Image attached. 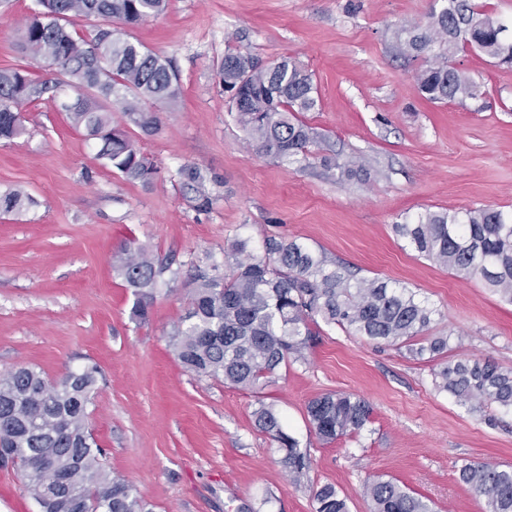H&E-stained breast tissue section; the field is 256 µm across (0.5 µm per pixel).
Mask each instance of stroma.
<instances>
[{
  "label": "stroma",
  "instance_id": "35a3bbf8",
  "mask_svg": "<svg viewBox=\"0 0 512 512\" xmlns=\"http://www.w3.org/2000/svg\"><path fill=\"white\" fill-rule=\"evenodd\" d=\"M33 0H0V69L54 71L22 53L18 28ZM441 0H169L128 33L177 68L182 94L162 126L138 135L159 169L150 186L106 167L51 96L21 107L27 132L0 142V190L18 185L37 201L0 213V373L32 366L49 380L92 361L102 378L90 428L105 466L153 512H314L313 491L335 485L349 512H371L365 482L383 478L433 512H485L458 478L465 462L512 468V413L496 423L435 390L427 360L320 324L303 362L281 368L258 392L185 371L168 333L187 288H161L147 323L131 316V288L112 269L128 245L186 264L239 237L261 252L268 237L297 239L359 278L409 289L435 309L429 333L448 338L450 359L512 367V305L479 279L456 276L395 231L428 210L512 209V69L475 50L453 65L480 88L475 99L432 102L415 62L398 57L395 33L426 21ZM269 65L290 57L313 76L318 138L285 164L249 147L227 111L216 69L227 51ZM362 158L364 172L331 178L322 157ZM185 164L218 184L200 211L176 176ZM346 392L372 414L332 443L315 435L308 403ZM274 404L310 458L294 477L275 442L254 426ZM0 512H40L19 470L0 468Z\"/></svg>",
  "mask_w": 512,
  "mask_h": 512
}]
</instances>
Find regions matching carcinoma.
I'll return each instance as SVG.
<instances>
[{
  "label": "carcinoma",
  "mask_w": 512,
  "mask_h": 512,
  "mask_svg": "<svg viewBox=\"0 0 512 512\" xmlns=\"http://www.w3.org/2000/svg\"><path fill=\"white\" fill-rule=\"evenodd\" d=\"M423 25L397 34L396 51L422 61L416 70L421 93L433 102L475 99L478 86L450 63L468 47L500 65L512 66L508 25L493 19L475 0H443ZM168 0H34L19 30L22 51L55 69L51 82L37 83L21 68L0 69V140L26 133L18 108L46 93L72 126L95 141L97 156L126 180L144 187L158 173L141 152L131 129L150 135L159 130L160 111L181 96L180 77L171 61L126 34L97 25L115 20L125 27L161 14ZM74 19L90 23L71 31ZM218 76L229 93L228 112L259 150L283 162L306 152L312 128L297 117L317 105L310 73L283 58L263 66L240 53L224 54ZM73 92L65 96V91ZM120 112L124 124L112 120ZM329 175L352 177L364 170L358 160L343 165L327 158ZM181 185L194 193L195 207L213 202L210 178L202 167L177 169ZM36 205L24 189L0 192V212ZM395 230L422 257L465 278H479L512 304V210L467 209L463 213L427 210ZM115 271L133 288L132 319L149 321L159 288L183 282L188 288L185 314L170 332L169 345L187 371L222 379L233 387L258 391L276 378L288 360L305 361L318 321L433 362V385L459 405L483 414L496 407L512 412V368L490 360L448 359V337L427 344L416 337L428 329L434 310L406 288L377 278L357 279L324 254L294 239L269 237L255 253L246 239L224 251V266L191 263L183 274L171 261L155 260L144 246H126ZM100 367L86 364L58 381L21 366L0 375V450L22 472L43 512H153L152 504L129 482L101 463L103 449L89 431L90 406ZM307 416L319 440L332 443L359 432L369 422L370 406L345 393H328L308 403ZM256 428L283 452V462L298 475L308 468L307 454L287 433L275 407L259 403ZM460 479L487 498L488 512H512V468L490 462L465 463ZM373 512H431L429 504L392 480L365 483ZM315 512H349L335 486L313 493Z\"/></svg>",
  "instance_id": "1"
}]
</instances>
